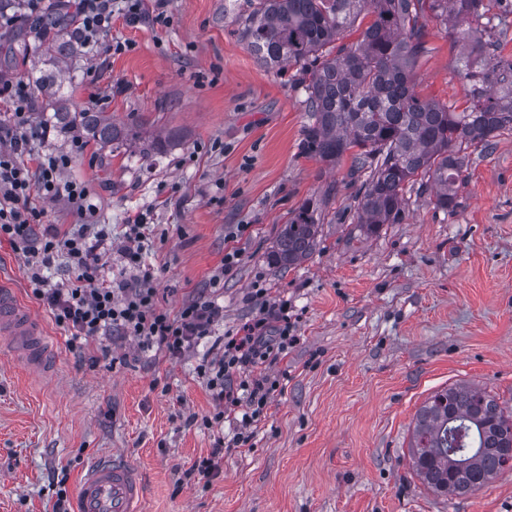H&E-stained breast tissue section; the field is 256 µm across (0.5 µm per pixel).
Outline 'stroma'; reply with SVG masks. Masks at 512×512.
Masks as SVG:
<instances>
[{
  "label": "stroma",
  "mask_w": 512,
  "mask_h": 512,
  "mask_svg": "<svg viewBox=\"0 0 512 512\" xmlns=\"http://www.w3.org/2000/svg\"><path fill=\"white\" fill-rule=\"evenodd\" d=\"M252 8L168 0L167 24L114 20L130 50L73 56L74 107L171 140L162 153L92 143L62 173L86 182L112 229L104 275H122L124 224L146 213L162 306L206 296L224 317L177 358L131 337L72 346L34 298L23 254L0 244V276L55 338L35 373L0 337V512H53L59 493L75 498L85 465L113 451L139 468L144 512H512V472L451 500L409 465L416 412L435 391L468 384L512 407V131L471 152L454 211L411 191L400 223L360 231L352 158L332 166L302 152L304 91L249 51ZM426 33L416 90L463 110L459 47L438 19ZM331 184L316 250L279 268L269 258L278 224ZM230 250L236 266L210 287ZM279 300L299 338L270 370L282 389L252 447L226 449L210 477L193 474L232 435L226 423L202 426L215 404L197 367Z\"/></svg>",
  "instance_id": "35a3bbf8"
}]
</instances>
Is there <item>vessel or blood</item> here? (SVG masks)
Masks as SVG:
<instances>
[{
  "instance_id": "b4317fda",
  "label": "vessel or blood",
  "mask_w": 512,
  "mask_h": 512,
  "mask_svg": "<svg viewBox=\"0 0 512 512\" xmlns=\"http://www.w3.org/2000/svg\"><path fill=\"white\" fill-rule=\"evenodd\" d=\"M0 335L30 367L43 368L48 336L40 319L21 305L13 289H0ZM77 512H144L139 469L112 454L87 464L76 492Z\"/></svg>"
}]
</instances>
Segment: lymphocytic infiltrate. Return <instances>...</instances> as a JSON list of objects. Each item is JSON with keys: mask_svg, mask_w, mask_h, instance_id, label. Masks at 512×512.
Here are the masks:
<instances>
[{"mask_svg": "<svg viewBox=\"0 0 512 512\" xmlns=\"http://www.w3.org/2000/svg\"><path fill=\"white\" fill-rule=\"evenodd\" d=\"M72 6L76 41L83 49L122 53L127 45L111 38L112 20L131 24L165 22L167 0H156L145 11L144 0H62ZM0 100L7 104L8 123L0 122V241L9 242L27 259V279L36 299L50 310L56 325L71 341L102 336H132L146 349L156 348L169 356L212 335L223 309L214 300L201 297L177 312L162 307L154 276L143 261L150 226L142 214L129 216L125 224L127 245L122 256L130 276L104 279L99 249L108 238L98 222V209L82 183L62 179L72 155L87 149L81 136H73L71 154H43L34 149L37 140L48 137V125L31 123L33 93L22 77L0 80ZM65 198L81 220L79 227L61 229L42 221L43 213L31 205L32 196ZM64 259L68 279L49 283L43 275L57 259ZM298 342L287 303L265 307L235 333L226 336L219 358L203 361L198 373L206 381L217 410L202 419L212 427L239 415L230 443L216 442L209 457L197 462L195 471L207 477L217 468L225 446L251 447L255 426L267 412L280 385L268 370L287 356Z\"/></svg>", "mask_w": 512, "mask_h": 512, "instance_id": "1", "label": "lymphocytic infiltrate"}]
</instances>
